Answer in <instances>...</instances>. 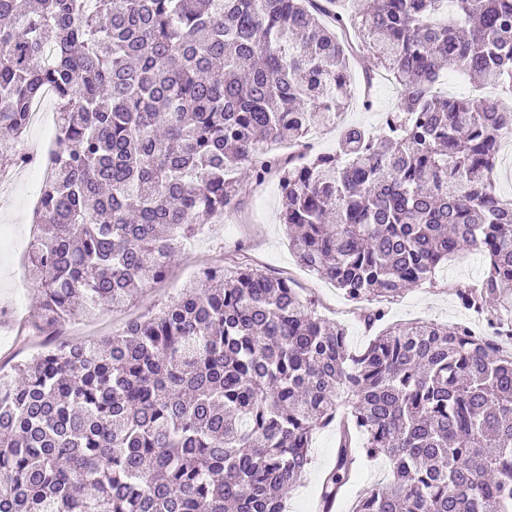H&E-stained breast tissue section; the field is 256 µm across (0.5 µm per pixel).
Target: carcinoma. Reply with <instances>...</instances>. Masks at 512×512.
Wrapping results in <instances>:
<instances>
[{
  "label": "carcinoma",
  "instance_id": "carcinoma-1",
  "mask_svg": "<svg viewBox=\"0 0 512 512\" xmlns=\"http://www.w3.org/2000/svg\"><path fill=\"white\" fill-rule=\"evenodd\" d=\"M0 0V169L53 91L55 165L30 272L55 336L163 279L234 205L239 175L280 174L299 262L353 302L488 258L458 304L512 323V201L492 175L512 112L436 91L453 63L512 93V0ZM394 77L376 138L283 160L350 100L349 42ZM462 324L397 323L358 354L284 278L238 265L97 343L46 345L0 375V512H284L337 402L320 506L355 454L391 477L354 512H512V354ZM364 443L355 448V434Z\"/></svg>",
  "mask_w": 512,
  "mask_h": 512
}]
</instances>
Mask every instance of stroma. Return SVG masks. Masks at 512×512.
<instances>
[{"mask_svg": "<svg viewBox=\"0 0 512 512\" xmlns=\"http://www.w3.org/2000/svg\"><path fill=\"white\" fill-rule=\"evenodd\" d=\"M371 92L372 109H362L359 98ZM397 105L395 84L380 73L373 57L358 54L351 61V99L347 109L336 120L315 127L299 152L312 158L335 148L342 130L359 126L373 133H381L387 112ZM36 184L27 172L14 176L7 200L0 201V224L25 230L28 206L35 198ZM280 188L278 174H270L262 182L244 179L237 195L236 205L225 213L222 220L204 225L198 234L181 248L166 279L159 284H148L136 296L133 304L111 310L100 309L89 318L77 317L63 330L66 341H93L119 329L129 318L148 315L178 299L189 281L198 279L204 268L227 265L239 257H246L253 266L291 277L301 295L310 294L312 288L321 287L325 301L324 314L341 324L353 349L367 345L375 331L366 327L359 318L360 304L348 300L343 293L316 273L301 267L288 247V235L279 221ZM486 268L484 256L475 250L458 252L437 274L435 284L409 288L396 301L385 305L387 323L410 321L443 324L467 323L479 327L475 314L462 309L453 289L462 284L476 283ZM0 310L5 311L0 337H13L15 343L0 347V363L11 358H24L31 352L28 345L18 343L21 321L37 317L38 285L29 283L21 301H14L12 290L0 280ZM336 429L328 426L316 431L311 449V464L301 484L286 491V512H318L317 493L326 470L334 463ZM390 473L384 459L359 458L352 473L347 495L338 502L335 512H353L358 495L369 486L385 481Z\"/></svg>", "mask_w": 512, "mask_h": 512, "instance_id": "obj_1", "label": "stroma"}]
</instances>
